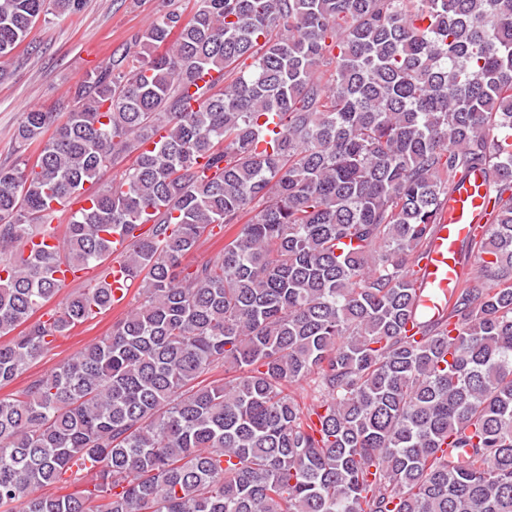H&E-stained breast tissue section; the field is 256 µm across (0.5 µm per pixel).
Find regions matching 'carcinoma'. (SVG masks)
Wrapping results in <instances>:
<instances>
[{
	"label": "carcinoma",
	"instance_id": "cac0c4a2",
	"mask_svg": "<svg viewBox=\"0 0 512 512\" xmlns=\"http://www.w3.org/2000/svg\"><path fill=\"white\" fill-rule=\"evenodd\" d=\"M81 2L0 0V68ZM132 41L60 111L25 112L17 151L38 156L0 167V337L23 327L0 386L112 307L104 269L34 319L60 263L96 268L122 233L141 298L0 395V505L512 512V0H194ZM127 157L62 249L25 253L55 236L52 202ZM475 169L491 223L434 320L414 266ZM214 232L218 233L213 237L204 236L201 240L200 246L197 251L191 255L187 261L190 263H200L211 257H213L217 252H219L222 248H224V231L222 230L219 233V229L216 227ZM137 297L136 288H131L124 307H112L99 314L94 320L74 328L69 335L60 337L53 347L31 363L23 374L11 384L0 389V394H9L23 389L29 382L49 372L77 351L110 334L112 324L137 305Z\"/></svg>",
	"mask_w": 512,
	"mask_h": 512
}]
</instances>
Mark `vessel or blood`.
I'll return each mask as SVG.
<instances>
[{"label": "vessel or blood", "instance_id": "1", "mask_svg": "<svg viewBox=\"0 0 512 512\" xmlns=\"http://www.w3.org/2000/svg\"><path fill=\"white\" fill-rule=\"evenodd\" d=\"M486 195L484 176L476 171L448 198L418 273V286L429 291L428 305L434 311H441L443 302L465 273L459 260L462 243L485 229L487 219L482 204Z\"/></svg>", "mask_w": 512, "mask_h": 512}]
</instances>
